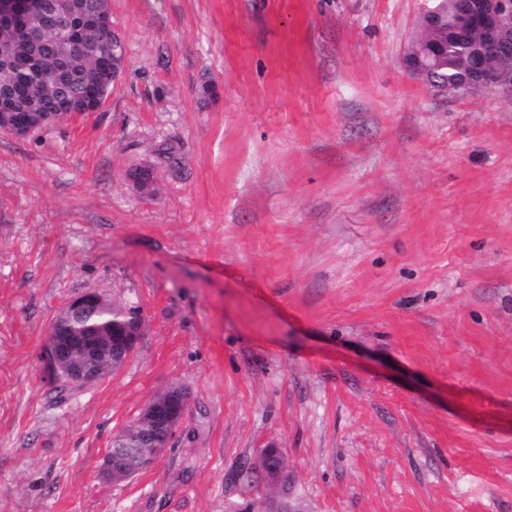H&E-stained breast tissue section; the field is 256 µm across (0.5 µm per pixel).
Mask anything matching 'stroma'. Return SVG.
Returning <instances> with one entry per match:
<instances>
[{"mask_svg": "<svg viewBox=\"0 0 512 512\" xmlns=\"http://www.w3.org/2000/svg\"><path fill=\"white\" fill-rule=\"evenodd\" d=\"M427 5L111 0L103 107L0 131V512H261L269 445L291 512H512V86L410 75ZM85 290L143 333L59 402ZM173 383L167 446L105 479ZM189 405L190 394L187 388L174 383L150 398L135 420L145 428L166 429L169 440L185 419ZM133 423L134 421L113 436L110 450L114 453L122 454L132 468L143 471L156 460L163 448L157 446L163 444V439L161 433L158 432L156 436L150 440L151 445H148V442L145 441V437L150 431L134 428ZM112 452L104 457L102 463L104 474L116 482L132 479L134 474L124 468L119 459L113 455ZM258 457L265 464V477L270 486L278 487L285 472L284 457L277 448H264Z\"/></svg>", "mask_w": 512, "mask_h": 512, "instance_id": "1", "label": "stroma"}]
</instances>
